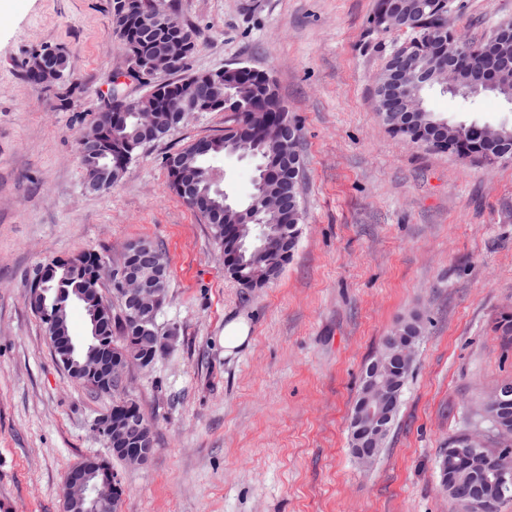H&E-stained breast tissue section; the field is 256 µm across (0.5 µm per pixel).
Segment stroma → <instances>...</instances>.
<instances>
[{
  "mask_svg": "<svg viewBox=\"0 0 512 512\" xmlns=\"http://www.w3.org/2000/svg\"><path fill=\"white\" fill-rule=\"evenodd\" d=\"M167 2L197 36L190 72L267 71L300 124L298 247L277 280L243 288L208 225L168 190L166 157L232 126L227 112L191 113L109 191L85 192L75 139L127 67L110 2L0 0V504L62 512L69 468L107 453L91 423L112 399L55 362L26 301L35 269L146 240L169 262L156 325L173 341L126 376L156 452L119 466L121 512H460L440 486L441 453L463 433L497 446L481 401L512 380V346L492 331L512 305V161L464 162L387 131L375 80L407 34L370 29L376 0ZM450 6L449 26L469 40L512 19V0ZM44 48L68 56L70 83L25 81V60ZM426 99L452 122L512 124V105L491 93ZM412 315L426 333L366 467L349 440L363 368ZM239 319L250 340L225 352Z\"/></svg>",
  "mask_w": 512,
  "mask_h": 512,
  "instance_id": "stroma-1",
  "label": "stroma"
}]
</instances>
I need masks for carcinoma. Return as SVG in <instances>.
Masks as SVG:
<instances>
[{"label": "carcinoma", "instance_id": "carcinoma-1", "mask_svg": "<svg viewBox=\"0 0 512 512\" xmlns=\"http://www.w3.org/2000/svg\"><path fill=\"white\" fill-rule=\"evenodd\" d=\"M166 13L165 0H125L124 8L112 9L114 29L129 61L145 63L158 51L175 46L183 51L178 78L171 79L158 93L132 100L126 111L98 112L91 124L96 132L92 148L98 164L112 171L117 182L144 145L161 140L176 129L171 117L177 111L233 112L236 127L224 134L197 139L166 158L169 189L181 198L206 224L223 252L237 253L241 273L236 281L244 288H263L275 279L288 258L294 255L303 223L299 185L303 161L298 151L300 127L286 112L276 85L270 76L248 67L224 70V86L215 92L210 86L211 73H187L188 60L197 49L195 32L183 24L158 20ZM370 23L381 32L404 30L409 38L389 56L375 88L376 110L387 130L413 144L463 160L493 165L502 156L512 159V127L471 122L448 123L449 150L437 144L435 124L445 121L421 104L422 111L410 119L400 108L402 100L424 99L428 89L441 86L444 75L455 84L454 94L465 98L479 95L471 82L480 70L507 64L512 69V21L496 24L480 41L462 47L448 27V0H376ZM151 111L154 126L146 130L138 125L137 112ZM225 155L261 160L253 189L244 200L230 197L221 188L224 171L210 161ZM278 163L276 175L267 183L269 194L281 202L278 213L263 212L260 222L248 225L243 238H238V222L232 211L252 204L258 197L262 172ZM150 249L148 255H130L153 287L167 293L169 271L165 256L152 243L142 241ZM102 256L84 253L66 259H53L37 267L33 277L44 289L45 310L39 319L44 332L72 335L70 314L74 305L84 313L88 336L73 339L75 358L87 351L110 354L125 348L138 335L137 324L122 306V318L112 309L100 310L95 298L100 289ZM494 332L512 345V310L500 313ZM412 371V363L396 366L390 375L398 390L392 417L399 412L404 387ZM71 379L96 394L120 395L118 384L104 386L87 375ZM485 417L493 431L512 438V413H501L496 393L483 403ZM475 468L468 464L453 467V476L443 491L459 502L463 490L473 486ZM512 499V489H495L487 499L483 512H499V506Z\"/></svg>", "mask_w": 512, "mask_h": 512}]
</instances>
